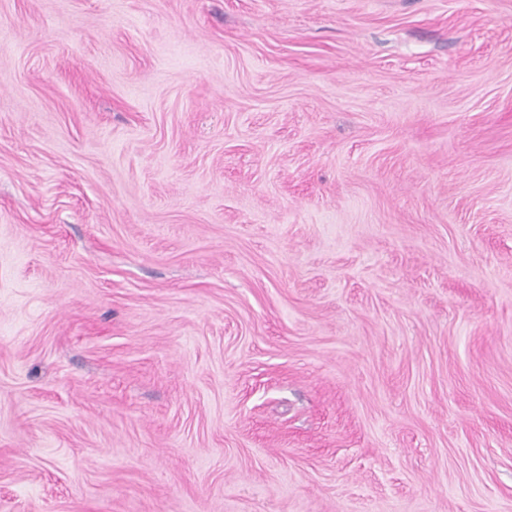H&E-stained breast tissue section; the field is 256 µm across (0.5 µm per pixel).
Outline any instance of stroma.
I'll use <instances>...</instances> for the list:
<instances>
[{
    "label": "stroma",
    "mask_w": 512,
    "mask_h": 512,
    "mask_svg": "<svg viewBox=\"0 0 512 512\" xmlns=\"http://www.w3.org/2000/svg\"><path fill=\"white\" fill-rule=\"evenodd\" d=\"M0 512H512V0H0Z\"/></svg>",
    "instance_id": "1"
}]
</instances>
